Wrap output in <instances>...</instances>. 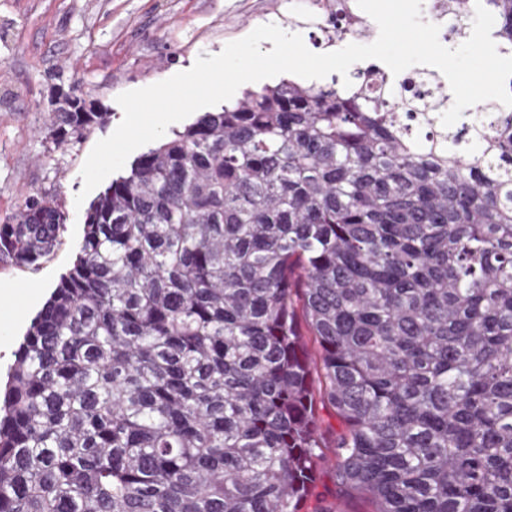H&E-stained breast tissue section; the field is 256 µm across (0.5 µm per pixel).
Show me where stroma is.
Segmentation results:
<instances>
[{
	"instance_id": "stroma-1",
	"label": "stroma",
	"mask_w": 512,
	"mask_h": 512,
	"mask_svg": "<svg viewBox=\"0 0 512 512\" xmlns=\"http://www.w3.org/2000/svg\"><path fill=\"white\" fill-rule=\"evenodd\" d=\"M313 15L308 0H0V222L36 194L65 215L38 265L0 261V383L32 319L81 254V170L123 118L117 96L187 70L264 24L300 34L315 53L341 49ZM73 84L103 118L57 144L52 101Z\"/></svg>"
}]
</instances>
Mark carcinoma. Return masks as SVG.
Segmentation results:
<instances>
[{
  "instance_id": "obj_1",
  "label": "carcinoma",
  "mask_w": 512,
  "mask_h": 512,
  "mask_svg": "<svg viewBox=\"0 0 512 512\" xmlns=\"http://www.w3.org/2000/svg\"><path fill=\"white\" fill-rule=\"evenodd\" d=\"M314 2L330 38L369 32ZM378 71L247 90L91 204L0 394V512H303L327 454L311 512H512V107L445 127V90ZM99 119L72 86L53 138ZM63 222L26 199L0 260ZM336 476L329 458L321 461L313 494L307 503L308 508H312L317 499H331V493L336 491Z\"/></svg>"
}]
</instances>
